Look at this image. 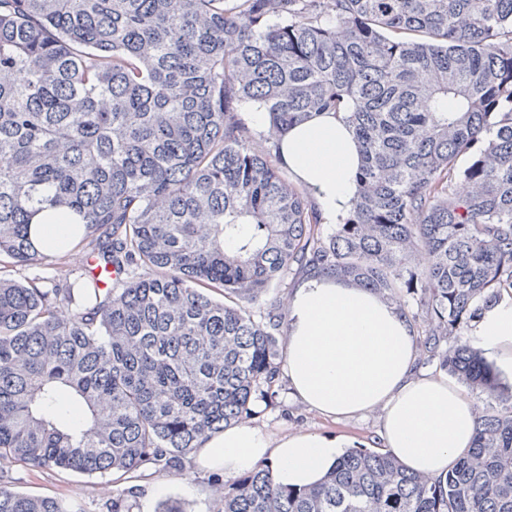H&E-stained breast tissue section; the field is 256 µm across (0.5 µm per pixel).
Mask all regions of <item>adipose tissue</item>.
<instances>
[{
    "label": "adipose tissue",
    "mask_w": 512,
    "mask_h": 512,
    "mask_svg": "<svg viewBox=\"0 0 512 512\" xmlns=\"http://www.w3.org/2000/svg\"><path fill=\"white\" fill-rule=\"evenodd\" d=\"M284 165L311 192L324 223H335L354 197L360 153L341 116L325 113L293 126L280 139ZM285 374L296 399L340 419L377 411L381 440L410 469L445 475L473 443L475 410L446 379L417 374L416 347L405 317L362 288L311 277L287 304ZM473 332L498 367L512 373V296L477 319ZM331 436L272 437L243 420L205 440L197 464L236 477L269 466L277 484L318 483L342 454Z\"/></svg>",
    "instance_id": "obj_1"
}]
</instances>
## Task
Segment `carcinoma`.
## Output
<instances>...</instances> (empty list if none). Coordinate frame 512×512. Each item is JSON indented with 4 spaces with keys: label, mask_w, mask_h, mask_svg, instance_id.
I'll use <instances>...</instances> for the list:
<instances>
[{
    "label": "carcinoma",
    "mask_w": 512,
    "mask_h": 512,
    "mask_svg": "<svg viewBox=\"0 0 512 512\" xmlns=\"http://www.w3.org/2000/svg\"><path fill=\"white\" fill-rule=\"evenodd\" d=\"M1 71L0 257L46 260L52 212L118 278L0 274V470L177 466L276 398L286 315L250 304L319 276L412 299L492 411L443 478L356 446L309 487L258 468L217 512H512V385L465 335L512 288V0H0ZM319 112L362 152L326 236L277 155ZM0 512L85 510L0 485ZM240 112H242V118L245 120L247 125L252 130L254 146L259 148L261 146V143H264L263 134L266 133L267 128L264 131H257L255 128H253V126L258 129H264L265 126L267 125V112H265L263 106L260 105L259 103H252L249 107V110L248 104L244 105L241 108ZM246 112H248V118L253 124V126L248 121ZM44 220L43 213L34 219L35 224H31V235L34 241L36 249L41 253L44 251L46 243L52 241L56 242L61 239L66 240V253L77 256L76 249L74 246H68V241L71 236V228L69 224H37ZM38 231L40 233H38Z\"/></svg>",
    "instance_id": "cac0c4a2"
}]
</instances>
